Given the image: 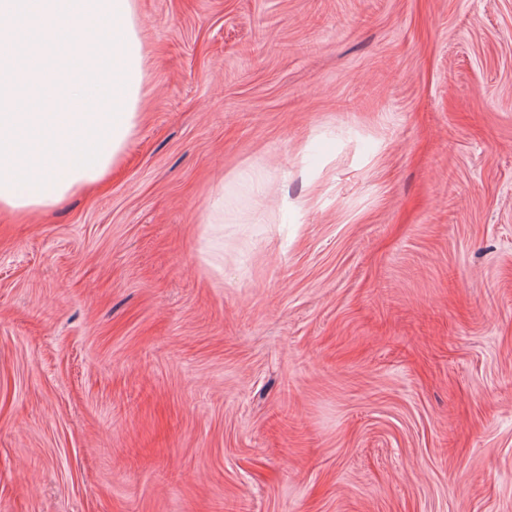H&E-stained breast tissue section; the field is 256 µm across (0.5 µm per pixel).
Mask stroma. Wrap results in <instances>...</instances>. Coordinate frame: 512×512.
Returning <instances> with one entry per match:
<instances>
[{
	"instance_id": "1",
	"label": "stroma",
	"mask_w": 512,
	"mask_h": 512,
	"mask_svg": "<svg viewBox=\"0 0 512 512\" xmlns=\"http://www.w3.org/2000/svg\"><path fill=\"white\" fill-rule=\"evenodd\" d=\"M138 12L110 183L0 216V512H512V0Z\"/></svg>"
}]
</instances>
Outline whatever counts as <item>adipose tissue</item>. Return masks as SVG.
Returning <instances> with one entry per match:
<instances>
[{"instance_id": "obj_1", "label": "adipose tissue", "mask_w": 512, "mask_h": 512, "mask_svg": "<svg viewBox=\"0 0 512 512\" xmlns=\"http://www.w3.org/2000/svg\"><path fill=\"white\" fill-rule=\"evenodd\" d=\"M137 0H0V212L101 186L140 121Z\"/></svg>"}]
</instances>
